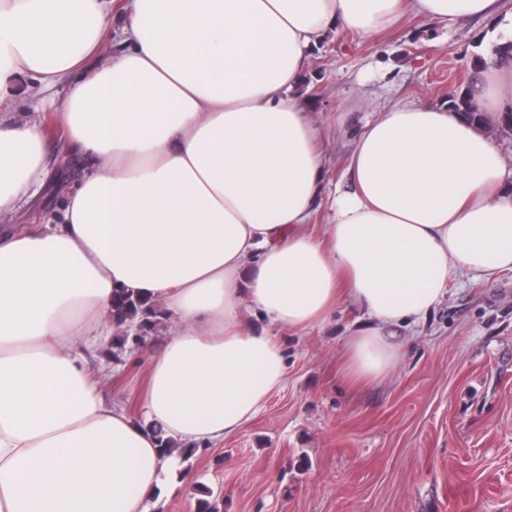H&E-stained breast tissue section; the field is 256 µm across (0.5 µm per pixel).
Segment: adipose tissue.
Masks as SVG:
<instances>
[{
    "mask_svg": "<svg viewBox=\"0 0 512 512\" xmlns=\"http://www.w3.org/2000/svg\"><path fill=\"white\" fill-rule=\"evenodd\" d=\"M111 2L0 0V214L52 162L38 122L4 110L20 72L70 80L55 120L85 170L58 215L0 233V512H149L193 482L161 439L218 446L281 389L276 329L351 305L364 322L339 374L375 384L398 368L397 329L452 283L512 272V172L487 133L512 110L511 64L473 90L483 122L447 103L366 122L317 235L322 131L295 94L333 27L369 40L410 15L493 20L506 0H126L112 55ZM119 292L173 323L136 416L107 391L121 365L90 366ZM123 0H112L109 12L104 20V41L109 53L119 52L123 38Z\"/></svg>",
    "mask_w": 512,
    "mask_h": 512,
    "instance_id": "ef3b65f1",
    "label": "adipose tissue"
}]
</instances>
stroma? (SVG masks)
Masks as SVG:
<instances>
[{
    "instance_id": "stroma-1",
    "label": "stroma",
    "mask_w": 512,
    "mask_h": 512,
    "mask_svg": "<svg viewBox=\"0 0 512 512\" xmlns=\"http://www.w3.org/2000/svg\"><path fill=\"white\" fill-rule=\"evenodd\" d=\"M512 33V19L490 22L410 16L364 41L337 28L317 46L299 94L324 135L326 190L310 232L330 223L346 163L366 120L395 105L438 104ZM68 82L41 85L18 75L6 106L41 122L54 161L40 194L9 214L0 231L59 209L84 169L53 120ZM358 312L343 304L322 325L279 336L284 387L249 425L184 461L192 487L164 497L161 512H197L207 489L222 512H512V273L492 283L463 278L417 327L398 332L401 360L384 382L351 387L336 374ZM169 324L126 351L112 382L138 414L149 352Z\"/></svg>"
}]
</instances>
